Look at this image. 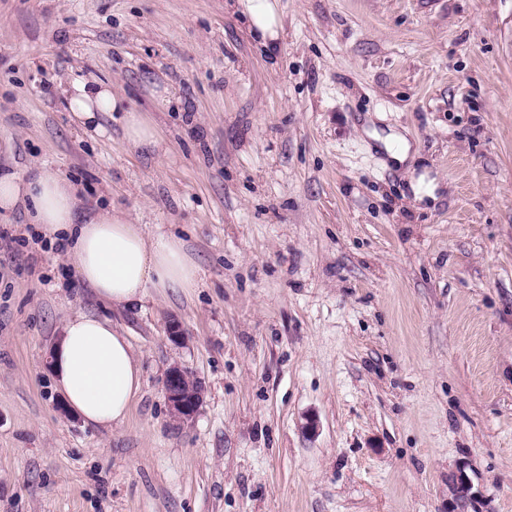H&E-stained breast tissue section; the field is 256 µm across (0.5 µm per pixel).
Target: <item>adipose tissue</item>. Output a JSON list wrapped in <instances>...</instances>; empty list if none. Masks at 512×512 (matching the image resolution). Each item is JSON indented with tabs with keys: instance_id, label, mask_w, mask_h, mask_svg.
Wrapping results in <instances>:
<instances>
[{
	"instance_id": "ef3b65f1",
	"label": "adipose tissue",
	"mask_w": 512,
	"mask_h": 512,
	"mask_svg": "<svg viewBox=\"0 0 512 512\" xmlns=\"http://www.w3.org/2000/svg\"><path fill=\"white\" fill-rule=\"evenodd\" d=\"M66 105L74 120L98 127L103 112L123 115L127 142H157L154 127L126 107L109 84L77 75L69 82ZM78 188L58 171L35 167L17 174L0 171V212L24 209L46 236L69 232L67 254L80 279L115 307H132L150 292L197 288L199 268L181 241L131 223L120 210L78 219ZM53 374L68 409L85 424L121 423L141 388L131 345L109 319L79 312L68 318L53 350Z\"/></svg>"
}]
</instances>
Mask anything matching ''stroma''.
<instances>
[{
  "label": "stroma",
  "instance_id": "1",
  "mask_svg": "<svg viewBox=\"0 0 512 512\" xmlns=\"http://www.w3.org/2000/svg\"><path fill=\"white\" fill-rule=\"evenodd\" d=\"M275 4L268 48L239 0H0V170L57 169L202 279L115 310L0 215V512H453L461 474L467 512H512V0ZM75 74L158 143L77 126ZM79 311L140 367L121 424L56 409ZM165 393L171 417L187 422L197 413L204 388L185 367L174 363L166 372Z\"/></svg>",
  "mask_w": 512,
  "mask_h": 512
}]
</instances>
